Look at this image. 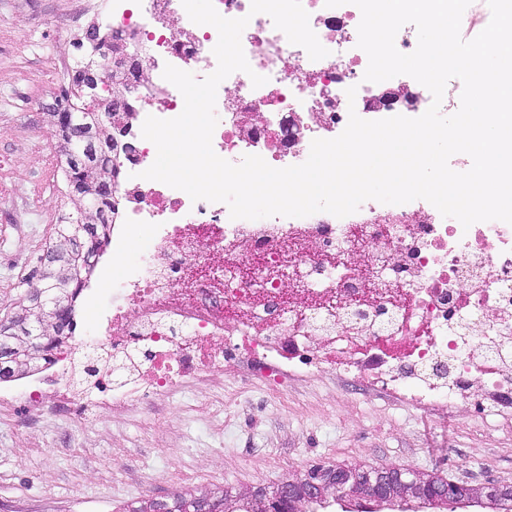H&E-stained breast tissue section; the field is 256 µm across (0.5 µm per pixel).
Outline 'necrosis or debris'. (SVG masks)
Instances as JSON below:
<instances>
[{
    "label": "necrosis or debris",
    "instance_id": "obj_1",
    "mask_svg": "<svg viewBox=\"0 0 512 512\" xmlns=\"http://www.w3.org/2000/svg\"><path fill=\"white\" fill-rule=\"evenodd\" d=\"M327 57L311 60L251 0H213L226 18L248 17L241 44L251 67L218 87L212 145L237 163L261 156L284 168L306 161L313 139L366 120L415 118L431 93L399 75L364 81L361 12L301 0ZM112 32L150 48L153 77L139 84V57L121 70L133 117L115 135L118 191L109 231L148 226L152 243L134 267L112 251V307L100 322L113 360L136 359L113 383L98 365L78 390L60 345L30 392L40 412L68 411L79 423L121 415L153 396L224 382V363L246 355L266 365L269 388L291 370L358 377L414 407L472 402L512 405V224L463 228L431 203L406 208L366 201L352 222L326 212L307 217L234 219L221 202L143 179L156 158L141 128L147 116L181 114L179 90L162 76L173 65L204 78L217 67V30L193 23L180 0H107ZM179 29H171L168 19ZM267 82L253 87L251 74ZM355 88V99L346 91ZM223 259V275L201 271Z\"/></svg>",
    "mask_w": 512,
    "mask_h": 512
}]
</instances>
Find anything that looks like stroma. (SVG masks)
<instances>
[{
  "instance_id": "35a3bbf8",
  "label": "stroma",
  "mask_w": 512,
  "mask_h": 512,
  "mask_svg": "<svg viewBox=\"0 0 512 512\" xmlns=\"http://www.w3.org/2000/svg\"><path fill=\"white\" fill-rule=\"evenodd\" d=\"M79 0H0V320L29 290L56 239L45 213H77L48 162L61 154L47 109L80 53L66 21ZM17 408L0 418V505L6 512H106L191 491L276 487L319 465L407 466L468 486H512V412L474 403L417 409L335 375L288 377L280 395L243 359L220 390L188 388L116 420L31 423L29 392L12 381Z\"/></svg>"
}]
</instances>
